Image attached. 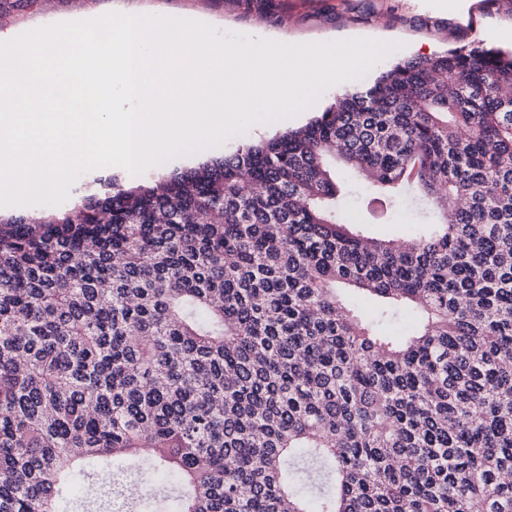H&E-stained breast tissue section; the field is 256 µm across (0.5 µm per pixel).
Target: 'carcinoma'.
<instances>
[{"instance_id": "cac0c4a2", "label": "carcinoma", "mask_w": 512, "mask_h": 512, "mask_svg": "<svg viewBox=\"0 0 512 512\" xmlns=\"http://www.w3.org/2000/svg\"><path fill=\"white\" fill-rule=\"evenodd\" d=\"M132 470V512H512V54L0 221V512ZM363 227L372 235L381 238L403 241L413 236V225L410 224L405 210L395 213L389 224H372Z\"/></svg>"}]
</instances>
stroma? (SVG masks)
<instances>
[{
    "label": "stroma",
    "instance_id": "stroma-1",
    "mask_svg": "<svg viewBox=\"0 0 512 512\" xmlns=\"http://www.w3.org/2000/svg\"><path fill=\"white\" fill-rule=\"evenodd\" d=\"M119 11L199 17L219 31L287 43L365 37L398 43L376 64L429 57L477 42L512 48V0H35L0 15L1 34L77 22Z\"/></svg>",
    "mask_w": 512,
    "mask_h": 512
}]
</instances>
